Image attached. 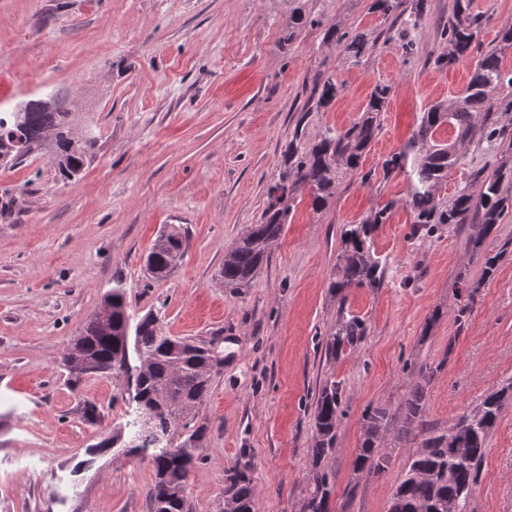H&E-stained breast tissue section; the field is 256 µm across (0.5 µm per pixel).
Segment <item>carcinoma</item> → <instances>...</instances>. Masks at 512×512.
<instances>
[{"label": "carcinoma", "mask_w": 512, "mask_h": 512, "mask_svg": "<svg viewBox=\"0 0 512 512\" xmlns=\"http://www.w3.org/2000/svg\"><path fill=\"white\" fill-rule=\"evenodd\" d=\"M424 0L414 11L404 14V0H375L373 7L389 17L402 18L405 29H416L423 14ZM485 20L471 11L470 0H455L452 19L442 34L448 50L435 65L448 68L471 56L479 46ZM501 49L479 55L465 89L451 102H436L422 113L408 148L388 156L383 173H404L409 180L406 204L414 215V234L432 224H477L480 234H488L499 223L512 197L504 193V180L512 181V73L501 68ZM342 85L329 76L320 84L318 102L326 105L336 98ZM391 87L377 84L370 93L360 118L347 129L327 130L308 144H289L285 169L268 189L270 202L260 222L248 225L224 252V264L217 277L227 288L248 286L271 246L282 235L293 210L294 194L302 187L312 192L313 209L326 206L343 175L359 167L360 160L377 135V118L387 102ZM485 112H498L501 120L490 125L478 123ZM457 131L465 140L473 135L503 148L508 160L485 177L479 194L466 184L449 201L439 197L441 185L457 165L453 145L437 138L442 127ZM47 144L54 153L61 177L78 175L91 160L97 137L88 130L74 131L72 113L54 100H30L22 111L0 109V156L15 165L37 145ZM392 204L387 203L360 224L341 229L344 249L337 257L336 280L330 288L340 293L356 283L380 284L382 263L370 250L368 241L375 225L386 221ZM185 239L173 226L159 234L147 256V267L156 278L168 276L181 262ZM108 320L93 314L79 336L65 348L64 365L83 360L93 373L122 374L130 363L137 368L130 423V450L125 455H148L153 478L146 497L149 512H187L186 489L191 468L201 460L207 428L191 425V414L207 395L214 367L212 344L168 336L152 313L133 319L127 311L125 288L115 285L104 297ZM364 321L350 312L339 311L336 324L325 344V353L334 356L365 336ZM430 369L420 372L421 382L406 395L398 419L387 409L376 407L363 418L364 439L352 461L354 477L380 474L388 467L383 443L389 433L395 442L412 449L404 478L395 487L389 512H468V497L476 483L481 463L501 410L512 400V383L488 395L473 410L460 415L446 428L425 422V383ZM342 388L334 381L322 387L314 411L312 435V490L304 512H330V484L322 461L336 447L338 409ZM122 443V433L101 440L86 449L85 468ZM224 502L231 512H255L256 500L251 480L244 471L224 476Z\"/></svg>", "instance_id": "obj_1"}]
</instances>
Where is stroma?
<instances>
[{
    "instance_id": "35a3bbf8",
    "label": "stroma",
    "mask_w": 512,
    "mask_h": 512,
    "mask_svg": "<svg viewBox=\"0 0 512 512\" xmlns=\"http://www.w3.org/2000/svg\"><path fill=\"white\" fill-rule=\"evenodd\" d=\"M373 2L0 0V107L52 92L97 134L72 180L44 149L0 167V193L12 198L0 216V512H148V460L108 454L77 469L86 448L128 420L120 382L95 373L76 381L60 363L118 281L131 314H155L167 335L220 352L194 415L207 439L188 512H221L230 470L249 475L256 512H303L315 401L330 381L343 390L336 446L322 462L331 512H389L411 451L388 446L384 473L354 477L364 411L398 412L424 366L435 370L426 418L441 427L512 381V208L477 247L472 224H437L416 238L406 177L381 167L429 105L467 84L470 61L435 64L454 0H425L411 32ZM473 8L488 18L482 49L497 47L512 0ZM332 28L365 34L358 60L329 38ZM330 74L344 89L321 106L315 83ZM378 84L392 91L358 171L318 212L310 189H299L291 224L249 286L224 287V251L259 223L289 143L346 129ZM458 158L441 198L475 172L492 174L501 151L474 138ZM385 205L389 217L370 237L380 285L334 293L342 225ZM167 224L184 229L186 251L155 279L145 257ZM495 254L483 278V258ZM341 309L360 316L366 334L331 358L325 343ZM469 512H512V404L490 435Z\"/></svg>"
}]
</instances>
